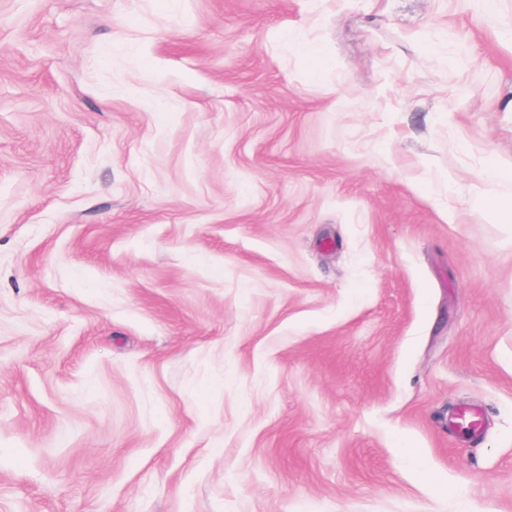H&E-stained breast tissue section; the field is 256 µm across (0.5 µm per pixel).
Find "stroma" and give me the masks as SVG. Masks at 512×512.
Masks as SVG:
<instances>
[{"instance_id":"obj_1","label":"stroma","mask_w":512,"mask_h":512,"mask_svg":"<svg viewBox=\"0 0 512 512\" xmlns=\"http://www.w3.org/2000/svg\"><path fill=\"white\" fill-rule=\"evenodd\" d=\"M510 31L0 0V512H512Z\"/></svg>"}]
</instances>
